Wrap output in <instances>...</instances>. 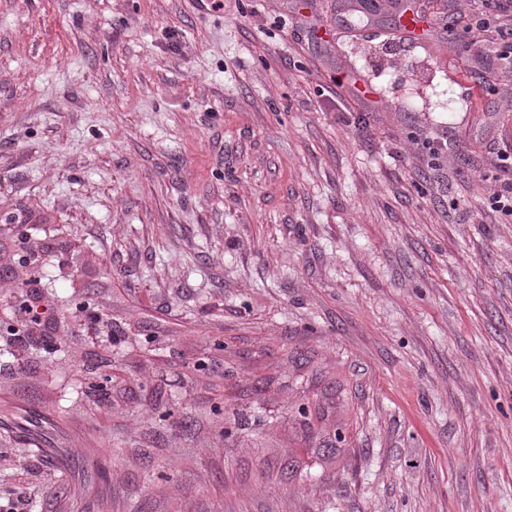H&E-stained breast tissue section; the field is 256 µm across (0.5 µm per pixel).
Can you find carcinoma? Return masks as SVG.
<instances>
[{
    "mask_svg": "<svg viewBox=\"0 0 512 512\" xmlns=\"http://www.w3.org/2000/svg\"><path fill=\"white\" fill-rule=\"evenodd\" d=\"M26 229L32 235L55 242L52 251L40 250L31 260L40 269L41 305L33 310L25 304L29 296L28 283L23 281L11 259L0 261V284L11 286L10 291L0 293V303L8 306L9 320L0 324V362L3 370L18 369L26 374H36L41 363H50L63 353L54 337L41 332L54 328L64 319L73 322L72 335L95 336L98 343L110 351L112 357L120 356L126 348L127 330L124 323L112 318L96 302V298L112 287V277L106 267L99 266L90 272L74 267L77 250L72 243L70 230L65 224H0V237L11 238ZM144 336L147 350L154 351L158 337L166 335L168 327L155 319L145 318L138 326ZM27 347L36 356L25 360L15 349ZM288 367L296 374L301 386L297 401L288 409V438L299 444L297 448L255 449L254 475L262 483L296 486L306 482L324 481L334 473L347 470L355 453L351 447L353 430L352 411L356 393L347 373L341 369L325 371L317 361V354L307 348L294 347L288 351ZM194 370L224 377V365L210 355L198 358ZM111 376L98 382L78 380L72 388L80 400L91 407L104 408L112 404V392L108 388ZM137 397H149L155 405L160 424L182 434L192 431L196 414L171 411L172 398L164 387L141 382ZM210 410L219 424L233 422L242 431L269 426V421L246 407H226L222 402H212ZM30 425L33 430L24 439L25 448H54L57 452L68 447V438L58 430L50 432L40 422L23 419L15 423L22 428Z\"/></svg>",
    "mask_w": 512,
    "mask_h": 512,
    "instance_id": "obj_1",
    "label": "carcinoma"
}]
</instances>
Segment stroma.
<instances>
[{"label": "stroma", "instance_id": "obj_1", "mask_svg": "<svg viewBox=\"0 0 512 512\" xmlns=\"http://www.w3.org/2000/svg\"><path fill=\"white\" fill-rule=\"evenodd\" d=\"M409 2L430 40L388 0H0V220L72 225L81 262L111 268L113 315L169 327L183 360L130 337L113 391L178 377L181 405L271 422L224 438L204 412L149 459L112 447L147 432L148 402L32 407L0 381V422L69 439L0 448V512H512V222L480 208L512 83L438 29L466 0ZM215 336L233 376H193ZM292 344L352 377L356 454L260 488L244 466L288 445ZM210 410L217 416L219 425H222L218 434L224 437V415L225 420L233 421L237 429L242 431H249L250 429L262 428L270 426L268 420H264L259 414L254 411L248 410L247 407H224V403L213 401L210 405ZM25 424L33 426V430H30L29 437L23 439L22 448H55L57 452L61 453L64 448H68V438L63 431L56 430V432H50L47 429L40 426L39 421H33L29 419L20 418Z\"/></svg>", "mask_w": 512, "mask_h": 512}]
</instances>
